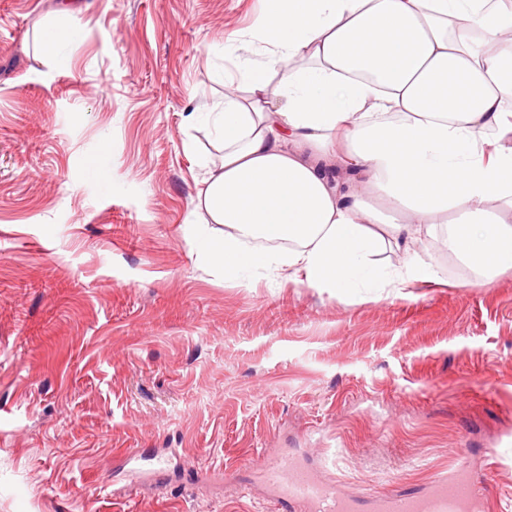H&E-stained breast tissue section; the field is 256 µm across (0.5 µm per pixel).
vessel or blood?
<instances>
[{
	"mask_svg": "<svg viewBox=\"0 0 512 512\" xmlns=\"http://www.w3.org/2000/svg\"><path fill=\"white\" fill-rule=\"evenodd\" d=\"M250 467L272 500L302 508L315 504L321 512H474L481 500V483L469 475L451 473L420 491L362 500L343 493L285 451L268 449Z\"/></svg>",
	"mask_w": 512,
	"mask_h": 512,
	"instance_id": "b4317fda",
	"label": "vessel or blood"
}]
</instances>
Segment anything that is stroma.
Segmentation results:
<instances>
[{
  "label": "stroma",
  "instance_id": "obj_1",
  "mask_svg": "<svg viewBox=\"0 0 512 512\" xmlns=\"http://www.w3.org/2000/svg\"><path fill=\"white\" fill-rule=\"evenodd\" d=\"M68 9L54 58L40 24ZM262 0H0V512H277L282 448L351 495L467 458L512 512V272L410 288L225 281L185 224ZM98 162L112 190L85 179ZM164 448L162 484L121 464ZM48 29L58 31L60 36L56 39H46L44 32ZM74 36L75 30L68 18L62 15V12L55 11L51 21L41 27L39 36L41 50L48 56H55L58 54L61 47L71 41Z\"/></svg>",
  "mask_w": 512,
  "mask_h": 512
}]
</instances>
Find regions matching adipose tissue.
Instances as JSON below:
<instances>
[{
    "mask_svg": "<svg viewBox=\"0 0 512 512\" xmlns=\"http://www.w3.org/2000/svg\"><path fill=\"white\" fill-rule=\"evenodd\" d=\"M275 64L243 62L250 96L194 112L213 155L203 245L225 281L266 271L339 293L436 279L415 253L443 245L491 279L512 271V0H264Z\"/></svg>",
    "mask_w": 512,
    "mask_h": 512,
    "instance_id": "1",
    "label": "adipose tissue"
}]
</instances>
